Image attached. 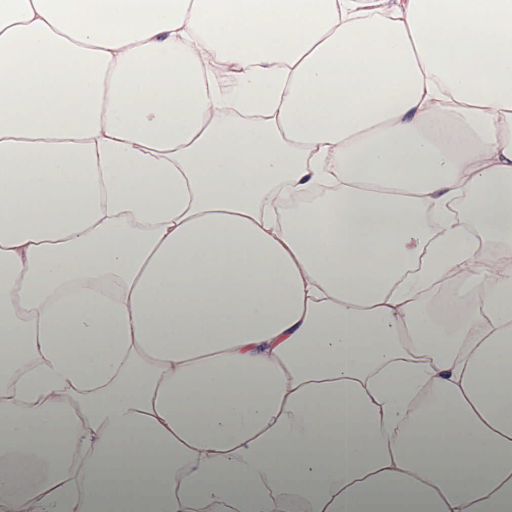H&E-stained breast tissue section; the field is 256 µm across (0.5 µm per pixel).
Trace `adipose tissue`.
<instances>
[{
	"label": "adipose tissue",
	"mask_w": 512,
	"mask_h": 512,
	"mask_svg": "<svg viewBox=\"0 0 512 512\" xmlns=\"http://www.w3.org/2000/svg\"><path fill=\"white\" fill-rule=\"evenodd\" d=\"M0 512H512V0H0Z\"/></svg>",
	"instance_id": "1"
}]
</instances>
